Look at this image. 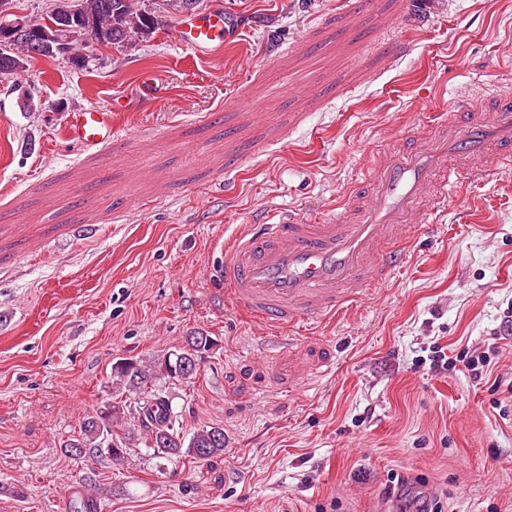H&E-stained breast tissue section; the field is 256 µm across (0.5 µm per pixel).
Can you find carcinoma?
<instances>
[{
  "label": "carcinoma",
  "instance_id": "1",
  "mask_svg": "<svg viewBox=\"0 0 512 512\" xmlns=\"http://www.w3.org/2000/svg\"><path fill=\"white\" fill-rule=\"evenodd\" d=\"M162 24L161 16L134 8L131 0H55L54 8L44 18V26L53 38L44 41L38 35L0 39V74L24 72L29 62L40 58L65 57L76 67H83L85 56L80 48L88 44L125 48L137 38H149ZM214 347L211 336L197 331L182 349L148 360L122 358L112 364L115 388L138 398V409L113 397L84 417L78 434L62 441L60 448L71 458L91 452L113 464L128 458L134 437L119 434L130 411L138 414L140 427L146 429L147 450L154 459L191 457L208 462L224 455L226 435L220 426H204L185 436L176 427L177 416L170 398L163 395L161 381L191 380L196 377L204 355Z\"/></svg>",
  "mask_w": 512,
  "mask_h": 512
}]
</instances>
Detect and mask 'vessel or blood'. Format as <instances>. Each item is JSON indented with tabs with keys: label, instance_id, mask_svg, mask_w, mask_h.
Listing matches in <instances>:
<instances>
[{
	"label": "vessel or blood",
	"instance_id": "b4317fda",
	"mask_svg": "<svg viewBox=\"0 0 512 512\" xmlns=\"http://www.w3.org/2000/svg\"><path fill=\"white\" fill-rule=\"evenodd\" d=\"M222 9L187 17L182 45L198 53L239 37ZM112 110L71 113L68 140L84 150L109 144ZM512 166V86L457 101L427 114L425 131L401 148L369 151L363 177L342 196L337 213L316 220L281 210L235 235L225 252L224 288L262 324H312L344 311L401 268L400 244L446 214L464 181Z\"/></svg>",
	"mask_w": 512,
	"mask_h": 512
}]
</instances>
